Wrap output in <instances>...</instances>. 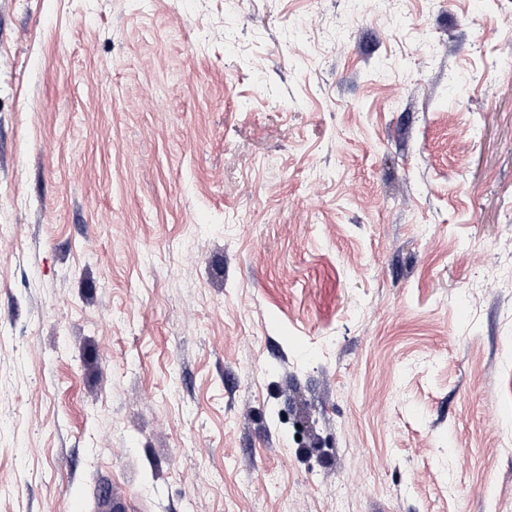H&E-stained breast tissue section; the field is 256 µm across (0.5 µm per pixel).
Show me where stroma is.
I'll list each match as a JSON object with an SVG mask.
<instances>
[{"instance_id": "35a3bbf8", "label": "stroma", "mask_w": 512, "mask_h": 512, "mask_svg": "<svg viewBox=\"0 0 512 512\" xmlns=\"http://www.w3.org/2000/svg\"><path fill=\"white\" fill-rule=\"evenodd\" d=\"M511 68L512 0H0V512H512Z\"/></svg>"}]
</instances>
